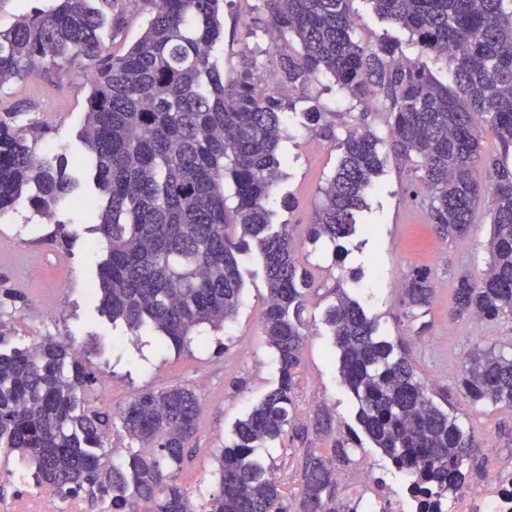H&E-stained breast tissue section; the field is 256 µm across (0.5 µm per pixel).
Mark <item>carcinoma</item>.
I'll return each mask as SVG.
<instances>
[{
  "label": "carcinoma",
  "instance_id": "1",
  "mask_svg": "<svg viewBox=\"0 0 512 512\" xmlns=\"http://www.w3.org/2000/svg\"><path fill=\"white\" fill-rule=\"evenodd\" d=\"M119 25L125 0H55L0 30V85L39 64L83 60L87 112L81 133L97 196L86 202L92 231L104 242L91 300L137 337L146 326L178 351L194 330L218 331L234 319L243 280L238 255L253 250L266 285L262 334L278 363L277 385L233 425L215 456L219 492L204 512H357L336 505V470L349 462L340 445L329 456L307 451L292 507L257 458L290 428L294 375L306 337L302 313L315 281L296 256L289 225L272 222L269 201L283 178L279 145L284 112L326 75L364 107L381 106L388 135L364 125L344 135L314 107L308 120L335 143L333 175L307 238L334 251L357 224L356 214L383 168V151L415 173L426 190L427 216L444 239L468 236L478 203L489 200V260L460 273L453 315L494 320L512 315V164L483 152L489 130L512 146V0H369L382 19L409 33L400 41L363 45L354 37L351 0H260V22L275 35L279 78L268 84L263 63L241 57L224 82V0H145L152 11L141 36L121 55L106 52L98 2ZM448 61L453 85L424 61ZM17 113H0V215L27 201L52 220L74 204L77 183L59 157H42ZM488 179L475 176L477 167ZM232 183L235 204L224 195ZM407 317L431 303L428 275L403 284ZM338 351L339 374L357 403L356 420L374 447L400 471H411L443 499L466 478L474 437L432 397L405 350L379 335L346 292L325 317ZM0 320V447L11 449L57 492L97 489L112 494L113 512H198L175 478L191 457L201 418L197 394L181 385L137 394L120 410L123 428L140 445L120 465L101 464L111 415L85 405L92 386L74 340L48 337L13 347ZM472 404L512 407V356L475 352L461 371Z\"/></svg>",
  "mask_w": 512,
  "mask_h": 512
}]
</instances>
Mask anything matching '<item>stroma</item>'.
Returning <instances> with one entry per match:
<instances>
[{"label": "stroma", "instance_id": "35a3bbf8", "mask_svg": "<svg viewBox=\"0 0 512 512\" xmlns=\"http://www.w3.org/2000/svg\"><path fill=\"white\" fill-rule=\"evenodd\" d=\"M259 0H226L224 4V51L219 65L226 79L237 74L239 45L248 44L264 63L277 73L274 57L267 55L268 35L254 19L260 14ZM357 19L355 34L364 44L381 39L407 41L406 31L391 27L374 14L369 0H353ZM126 19L119 30L104 27L102 38L110 53L123 54L137 40L150 7L145 0H128ZM250 18L248 27L239 17ZM86 71L81 60L63 68L35 67L23 78L0 86V112H15L20 123H37V147L76 162L82 154L79 133L86 107ZM324 106L327 119L337 130L360 123L379 135H387L388 117L381 109L361 110L355 99L322 78L311 88V96L297 100L294 111L285 113L288 137L280 147L285 159V176L279 183L272 206V221L289 224L298 244L297 257L309 265L319 284L304 312L307 337L295 376L294 412L298 423L312 424L318 411L331 417L329 430L297 437L285 433L257 454L270 466L271 476L286 498L297 495L305 451L327 452L334 443L350 450V461L337 474L336 495L344 503L375 502L379 512H400L398 495L404 475L390 459L373 448L355 420V401L343 385L338 364L332 358L333 340L325 325L326 310L336 301L335 288H343L376 322L381 335L401 340L418 374L432 392L448 397V410L470 430L480 448L472 462L482 473L469 476L448 502L459 507L488 496L486 472L512 465V408L472 405L460 390V369L467 355L492 348L512 354V317L496 320L453 319V288L456 274L478 272L489 258L485 241L490 233L486 209H479L469 236L445 242L429 224L421 200L413 196L415 177L393 159H386L366 205L357 216L354 233L342 241L339 252L311 244L306 229L320 201V189L336 168L338 153L309 122L313 103ZM77 204L60 210L70 244L50 241L52 223L22 203L0 217V236L9 238L15 249L42 269L34 288L10 294L12 277L0 269V319L9 322L11 343L28 345L30 339L72 337L87 351L86 366L93 373L88 404H101L113 415L111 435L125 447L136 441L123 429L118 414L135 395L170 385L195 390L204 412L193 441L194 452L178 474L179 482L192 489L197 504H205L219 487L214 475L215 456L228 442L232 425L248 408L277 383L274 352L261 331L265 307V277L257 254L244 253L238 261L243 279L242 301L233 321L223 330L201 326L188 349L160 348L153 331L129 339L123 324L101 316L86 295L97 279L103 250L90 249L92 236L83 200L93 198L87 185L76 192ZM293 197V209L282 201ZM427 273L434 294L423 321L404 315L402 284L407 276ZM492 440L494 450L483 448Z\"/></svg>", "mask_w": 512, "mask_h": 512}]
</instances>
